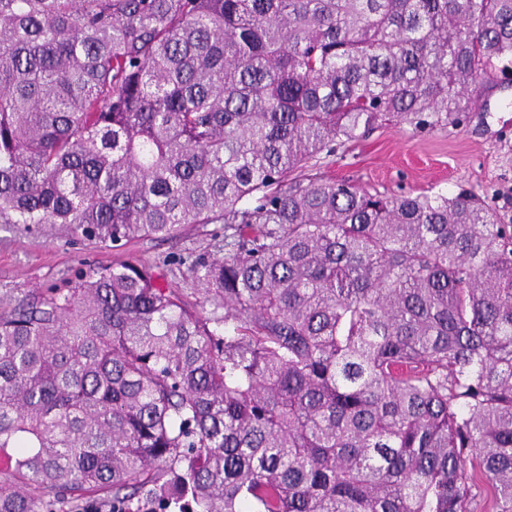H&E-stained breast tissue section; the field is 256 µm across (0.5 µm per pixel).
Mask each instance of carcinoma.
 Instances as JSON below:
<instances>
[{
	"instance_id": "carcinoma-1",
	"label": "carcinoma",
	"mask_w": 512,
	"mask_h": 512,
	"mask_svg": "<svg viewBox=\"0 0 512 512\" xmlns=\"http://www.w3.org/2000/svg\"><path fill=\"white\" fill-rule=\"evenodd\" d=\"M510 65L512 0H0V224L224 230L0 310V512H512V224L318 174Z\"/></svg>"
}]
</instances>
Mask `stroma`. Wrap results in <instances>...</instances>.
I'll use <instances>...</instances> for the list:
<instances>
[{"label":"stroma","mask_w":512,"mask_h":512,"mask_svg":"<svg viewBox=\"0 0 512 512\" xmlns=\"http://www.w3.org/2000/svg\"><path fill=\"white\" fill-rule=\"evenodd\" d=\"M478 103L459 126L416 129L394 121L338 147L320 169L386 194L466 189L512 224V71L477 86ZM213 224H188L176 238L142 240L112 250L73 236L64 226L0 224V305L16 304L39 289L64 288L89 270L125 260L154 263L164 283L186 292L196 257H222Z\"/></svg>","instance_id":"obj_1"}]
</instances>
